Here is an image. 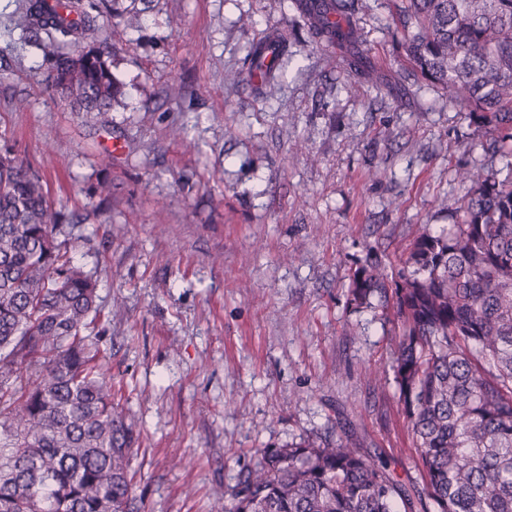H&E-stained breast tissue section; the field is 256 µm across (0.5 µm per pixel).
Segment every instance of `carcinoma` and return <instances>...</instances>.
Here are the masks:
<instances>
[{
  "label": "carcinoma",
  "instance_id": "cac0c4a2",
  "mask_svg": "<svg viewBox=\"0 0 512 512\" xmlns=\"http://www.w3.org/2000/svg\"><path fill=\"white\" fill-rule=\"evenodd\" d=\"M361 0H291L317 40L358 51ZM114 0H23L22 31L48 88L75 112H110L105 20ZM406 77L443 90L512 155V0H401ZM461 222L422 224L398 270L358 268L351 301L392 304L390 357L422 487L394 479L347 436L264 448L224 512H512V176L457 170ZM66 216L44 177L0 150V512H141L139 435L115 401L96 279L55 243Z\"/></svg>",
  "mask_w": 512,
  "mask_h": 512
}]
</instances>
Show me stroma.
<instances>
[{
  "label": "stroma",
  "instance_id": "1",
  "mask_svg": "<svg viewBox=\"0 0 512 512\" xmlns=\"http://www.w3.org/2000/svg\"><path fill=\"white\" fill-rule=\"evenodd\" d=\"M21 3L0 0V149L83 216L56 240L98 281L108 366L140 435L143 512H216L261 449L332 441L340 425L419 480L394 398L393 310L355 304L350 278L401 255L419 225L452 223L469 191L457 165L500 180L512 156L483 149L484 129L440 91L398 84L391 0L359 13L371 82L307 35L289 0H117L141 28L110 22L124 96L90 116L46 91ZM285 27L296 37L266 96L244 58ZM175 81L190 101L167 98ZM102 178L104 204L88 193Z\"/></svg>",
  "mask_w": 512,
  "mask_h": 512
}]
</instances>
